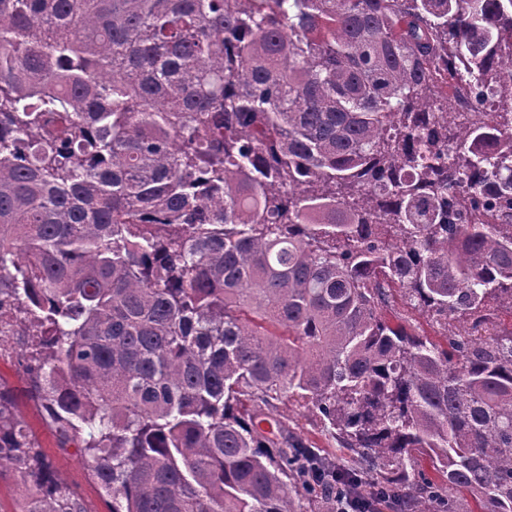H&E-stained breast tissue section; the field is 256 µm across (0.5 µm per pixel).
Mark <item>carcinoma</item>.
Here are the masks:
<instances>
[{
	"label": "carcinoma",
	"instance_id": "cac0c4a2",
	"mask_svg": "<svg viewBox=\"0 0 512 512\" xmlns=\"http://www.w3.org/2000/svg\"><path fill=\"white\" fill-rule=\"evenodd\" d=\"M499 306L512 0H0V323L108 512H512ZM7 463L87 512L0 390ZM274 414L276 418L286 423L290 431L301 434L308 439L311 445L316 448H326L328 451L336 453L338 457H342L344 464L347 462L350 464V453L339 447L336 439L323 430L319 420L313 414L304 409L295 408L288 402L279 404Z\"/></svg>",
	"mask_w": 512,
	"mask_h": 512
}]
</instances>
